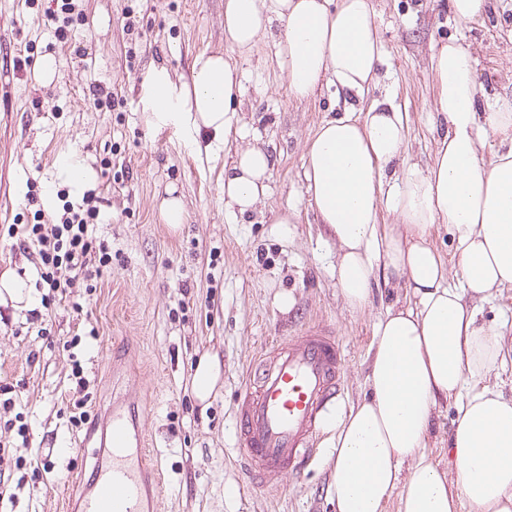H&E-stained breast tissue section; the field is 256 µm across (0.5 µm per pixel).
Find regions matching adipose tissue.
Wrapping results in <instances>:
<instances>
[{"label": "adipose tissue", "mask_w": 512, "mask_h": 512, "mask_svg": "<svg viewBox=\"0 0 512 512\" xmlns=\"http://www.w3.org/2000/svg\"><path fill=\"white\" fill-rule=\"evenodd\" d=\"M279 29L275 64L291 93L312 96L325 84L365 95L377 85L384 46L371 0H224V43L251 50ZM476 62L456 39L431 58L434 106L442 122L433 163L406 158L408 117L389 100L322 123L304 154V179L321 224L338 251L333 276L345 303L366 306L376 277L406 291L373 328L367 394L337 410L332 427L330 493L337 512H512V398L486 386L512 363L499 331L480 307L512 287V111L483 112ZM240 73L222 53L199 56L189 81L153 67L141 104L155 129L181 131L195 152L223 150L238 124ZM493 136L509 147L491 161L481 151ZM270 156L252 147L224 173V203L247 214L266 196ZM398 216L380 223L381 212ZM446 226L456 264L431 244ZM453 403L448 441L454 478L426 448L439 402Z\"/></svg>", "instance_id": "1"}]
</instances>
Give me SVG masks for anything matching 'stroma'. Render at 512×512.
I'll return each mask as SVG.
<instances>
[{
  "instance_id": "obj_1",
  "label": "stroma",
  "mask_w": 512,
  "mask_h": 512,
  "mask_svg": "<svg viewBox=\"0 0 512 512\" xmlns=\"http://www.w3.org/2000/svg\"><path fill=\"white\" fill-rule=\"evenodd\" d=\"M61 5L0 0V274L27 279L34 298L29 310L0 306V477L16 493L0 512H62L77 466L92 461L77 449L96 409L125 396L143 399L139 424L166 473L157 512H336L332 429L321 430L304 469L264 488L236 457L243 372L266 345L315 323L333 328L345 357L338 404L350 408L365 393L373 325L396 299L377 285L355 310L339 295L336 245L302 176L305 145L323 121L388 95L409 117V162L426 167L438 137L429 60L451 38L476 56L489 104L512 108V0H489L469 22L454 17L450 0H372L385 55L380 82L362 101L334 86L294 99L274 63L275 39L261 38L232 55L242 78L238 116L251 134L208 159L179 131L148 125L140 97L152 67L185 77L198 56L224 51V0H78L68 39L54 34ZM45 55L57 61L48 84L36 78ZM99 86L113 93L111 108L94 107ZM252 145L272 158L269 190L256 211L233 215L224 169ZM68 154L94 173L86 191L58 175ZM171 189L187 213L177 229L159 212ZM86 196L111 259L96 289L76 282L43 307L30 253L8 227L57 223ZM206 355L220 360L222 376L202 402L191 377ZM80 378L87 399L78 425L70 401Z\"/></svg>"
}]
</instances>
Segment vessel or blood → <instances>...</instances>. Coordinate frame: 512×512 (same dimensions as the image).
<instances>
[{
  "instance_id": "1",
  "label": "vessel or blood",
  "mask_w": 512,
  "mask_h": 512,
  "mask_svg": "<svg viewBox=\"0 0 512 512\" xmlns=\"http://www.w3.org/2000/svg\"><path fill=\"white\" fill-rule=\"evenodd\" d=\"M343 355L332 329L311 326L280 340L247 372L237 418V452L249 478L262 484L297 472L311 460L324 421L341 394ZM106 424L94 449L101 463L72 512H142L147 486L162 488L160 466L146 467V441L120 405L105 410Z\"/></svg>"
}]
</instances>
